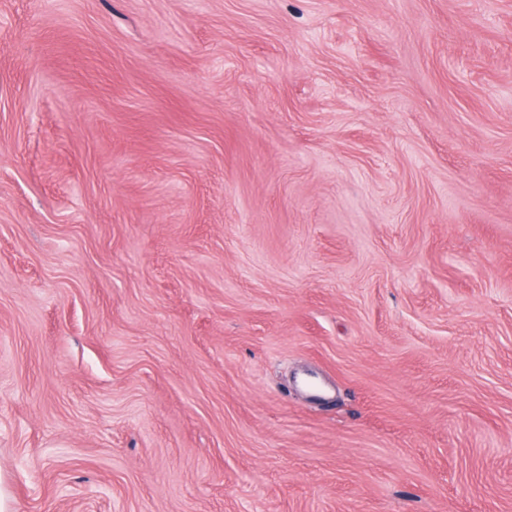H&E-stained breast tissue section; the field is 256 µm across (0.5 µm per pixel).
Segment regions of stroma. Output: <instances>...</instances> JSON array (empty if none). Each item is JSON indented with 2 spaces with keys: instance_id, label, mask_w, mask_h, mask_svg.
Here are the masks:
<instances>
[{
  "instance_id": "obj_1",
  "label": "stroma",
  "mask_w": 512,
  "mask_h": 512,
  "mask_svg": "<svg viewBox=\"0 0 512 512\" xmlns=\"http://www.w3.org/2000/svg\"><path fill=\"white\" fill-rule=\"evenodd\" d=\"M13 512H512V0H0Z\"/></svg>"
}]
</instances>
